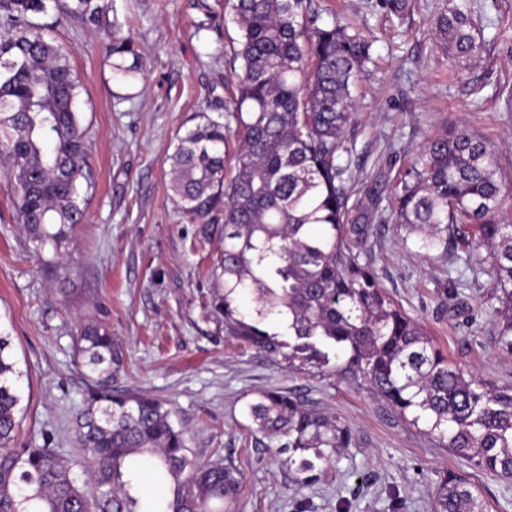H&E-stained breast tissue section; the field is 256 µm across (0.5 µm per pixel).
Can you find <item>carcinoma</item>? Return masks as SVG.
I'll use <instances>...</instances> for the list:
<instances>
[{
    "mask_svg": "<svg viewBox=\"0 0 512 512\" xmlns=\"http://www.w3.org/2000/svg\"><path fill=\"white\" fill-rule=\"evenodd\" d=\"M241 37L232 101L236 129L206 112L170 156L172 191L198 218L224 213V259L213 310L230 333L288 360L328 367L358 380L403 418L481 469L512 477V387L489 388L448 362L434 339L380 287L351 245L363 227L351 219V187L336 152L354 116L352 88L370 42L361 27L321 28L309 0H228ZM57 16L100 25L102 0H0V167L14 183L17 213L36 248L59 249L85 218L78 181L87 151L77 81L54 25ZM113 77L144 76L134 40L105 25ZM438 43L460 59L479 56L483 39L472 0H450L435 21ZM132 61H126V56ZM495 145L454 125L424 138L395 178L391 218L417 235L419 252H489L500 303L497 345L512 355V224L504 222ZM252 296V306L241 298ZM276 320L288 340L262 328ZM0 336V512H140L141 461L173 484L155 512H235L241 478L220 458L191 454L173 411L150 395L116 390L123 359L101 323L84 325L76 346L86 368L85 408L76 442L92 481L80 485L58 449L15 448L19 372ZM259 432L288 454L300 474L351 446L348 425L296 395L267 389L249 404ZM434 512H485L480 496L445 477Z\"/></svg>",
    "mask_w": 512,
    "mask_h": 512,
    "instance_id": "cac0c4a2",
    "label": "carcinoma"
}]
</instances>
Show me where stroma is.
<instances>
[{
    "instance_id": "35a3bbf8",
    "label": "stroma",
    "mask_w": 512,
    "mask_h": 512,
    "mask_svg": "<svg viewBox=\"0 0 512 512\" xmlns=\"http://www.w3.org/2000/svg\"><path fill=\"white\" fill-rule=\"evenodd\" d=\"M225 0H105L106 19L131 34L144 84L118 86L102 29L61 20L56 34L78 78L90 178L85 219L60 251L35 252L16 220L13 186L0 176V336L20 371L16 447L49 444L76 460L74 421L87 390L75 336L104 323L125 359L115 389L168 402L203 460L242 474L239 512H433L453 473L486 512H512V477L487 473L440 446L357 382L289 363L231 336L211 312L224 253V218L208 238L179 208L169 157L195 113L218 118L236 84L240 31ZM448 0H312L318 23L345 17L374 36L367 72L353 89L356 118L335 162L366 234L355 251L381 288L434 337L453 363L487 384L512 385V357L496 345L499 306L485 254L419 255L390 218L393 178L424 136L465 123L492 141L512 192V0H473L485 41L471 61L448 54L434 20ZM297 394L342 419L352 444L303 483L268 447L248 414L260 390Z\"/></svg>"
}]
</instances>
